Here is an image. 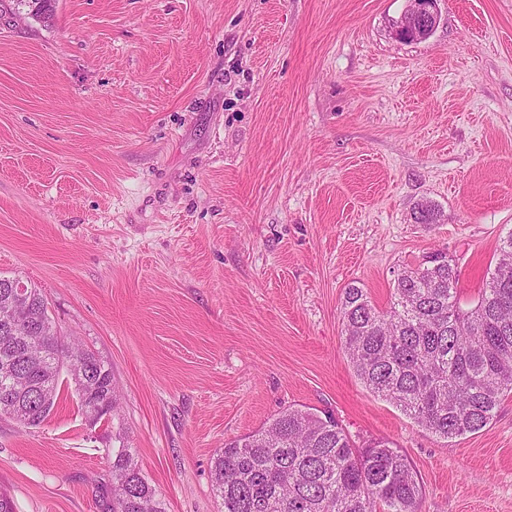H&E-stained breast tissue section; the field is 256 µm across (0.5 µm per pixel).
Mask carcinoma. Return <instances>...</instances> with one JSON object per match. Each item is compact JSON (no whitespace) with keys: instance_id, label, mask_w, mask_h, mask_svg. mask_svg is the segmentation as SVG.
I'll list each match as a JSON object with an SVG mask.
<instances>
[{"instance_id":"obj_1","label":"carcinoma","mask_w":512,"mask_h":512,"mask_svg":"<svg viewBox=\"0 0 512 512\" xmlns=\"http://www.w3.org/2000/svg\"><path fill=\"white\" fill-rule=\"evenodd\" d=\"M417 224L438 223V211L421 203ZM460 271L448 253L434 251L397 273L386 310L367 291L344 288V349L357 377L414 423L443 438L476 433L512 395V236L497 248L494 271L472 305L460 304ZM16 304L27 324L0 322V358L15 360L18 382L37 389L5 398L0 417L23 427L40 425L41 402L56 404L66 388L61 358L87 367L95 385L75 387L80 410L94 423L116 410L112 365L74 339L63 340L41 290L22 298L0 287V309ZM112 449L107 512H164L131 448L118 438ZM212 490L221 512H419L422 487L408 458L387 439H370L361 452L330 416L290 407L261 428L224 444L211 465Z\"/></svg>"}]
</instances>
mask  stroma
Returning a JSON list of instances; mask_svg holds the SVG:
<instances>
[{
  "instance_id": "stroma-1",
  "label": "stroma",
  "mask_w": 512,
  "mask_h": 512,
  "mask_svg": "<svg viewBox=\"0 0 512 512\" xmlns=\"http://www.w3.org/2000/svg\"><path fill=\"white\" fill-rule=\"evenodd\" d=\"M0 0V273L112 366L114 419L75 392L0 418L14 512H104L113 434L165 512H220L212 457L288 407L385 437L420 512H512V396L445 440L356 376L348 284L389 308L448 252L471 302L512 234V0ZM432 203L436 224L415 223ZM408 2L409 6L395 30L399 39H412L420 32H428L436 28L440 20L438 0H409Z\"/></svg>"
}]
</instances>
